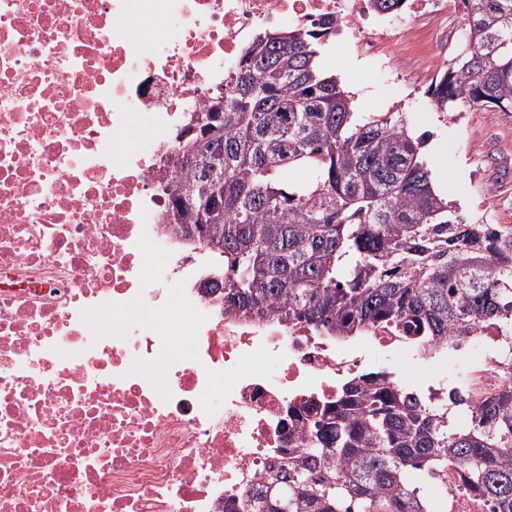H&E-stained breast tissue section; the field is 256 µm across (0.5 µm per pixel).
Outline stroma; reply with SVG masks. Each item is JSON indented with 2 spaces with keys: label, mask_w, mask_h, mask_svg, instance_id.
<instances>
[{
  "label": "stroma",
  "mask_w": 512,
  "mask_h": 512,
  "mask_svg": "<svg viewBox=\"0 0 512 512\" xmlns=\"http://www.w3.org/2000/svg\"><path fill=\"white\" fill-rule=\"evenodd\" d=\"M465 32L462 16L447 24L426 25L421 46L404 50L408 35L391 31L381 41L378 57L365 56L354 39L342 36L324 53L321 64L344 87L355 90V109L379 114L400 108L412 115L414 132L431 131L432 145L424 156L435 186L469 219L483 209L512 229V114L497 110L460 112L458 122L445 120L425 95L430 49L457 42Z\"/></svg>",
  "instance_id": "obj_1"
}]
</instances>
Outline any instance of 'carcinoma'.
<instances>
[{"instance_id":"carcinoma-1","label":"carcinoma","mask_w":512,"mask_h":512,"mask_svg":"<svg viewBox=\"0 0 512 512\" xmlns=\"http://www.w3.org/2000/svg\"><path fill=\"white\" fill-rule=\"evenodd\" d=\"M466 39L427 95L440 112H512V0H462ZM334 21L265 32L183 143L176 224H206L224 307L340 337L385 323L423 350L487 325L512 331V232L470 224L434 188L407 112L364 115L321 68ZM307 177L287 180L285 174ZM463 390L426 403L385 374L308 411L304 447L224 512H428L454 470L489 512H512V385L460 426Z\"/></svg>"}]
</instances>
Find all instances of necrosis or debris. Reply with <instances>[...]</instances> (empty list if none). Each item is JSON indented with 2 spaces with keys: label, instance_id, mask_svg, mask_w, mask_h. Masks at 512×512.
<instances>
[{
  "label": "necrosis or debris",
  "instance_id": "obj_1",
  "mask_svg": "<svg viewBox=\"0 0 512 512\" xmlns=\"http://www.w3.org/2000/svg\"><path fill=\"white\" fill-rule=\"evenodd\" d=\"M458 5L0 0V512H223L301 447L302 407L418 360L382 323L339 339L225 311L213 252L178 240L158 186L187 112L231 86L258 32L332 16L369 52ZM144 22L163 29L140 46ZM502 340L473 343L472 403L512 374Z\"/></svg>",
  "mask_w": 512,
  "mask_h": 512
}]
</instances>
